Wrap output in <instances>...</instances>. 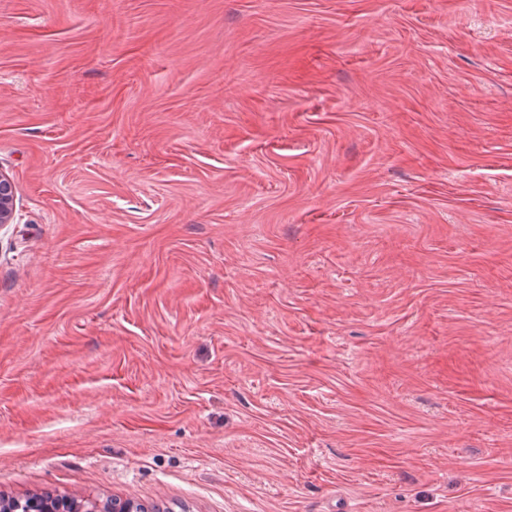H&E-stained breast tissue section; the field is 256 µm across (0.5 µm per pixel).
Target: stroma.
<instances>
[{"mask_svg":"<svg viewBox=\"0 0 512 512\" xmlns=\"http://www.w3.org/2000/svg\"><path fill=\"white\" fill-rule=\"evenodd\" d=\"M0 492L512 512V0H0ZM15 220V203L13 183L10 178L0 172V227L12 224Z\"/></svg>","mask_w":512,"mask_h":512,"instance_id":"35a3bbf8","label":"stroma"}]
</instances>
